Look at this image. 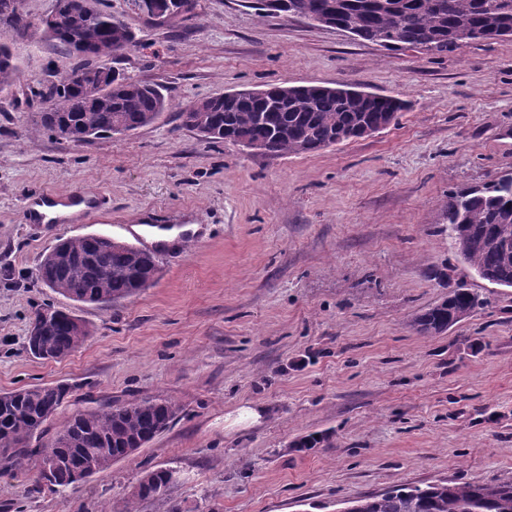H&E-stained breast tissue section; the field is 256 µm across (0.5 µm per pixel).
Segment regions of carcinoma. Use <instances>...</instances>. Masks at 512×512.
<instances>
[{"instance_id":"carcinoma-1","label":"carcinoma","mask_w":512,"mask_h":512,"mask_svg":"<svg viewBox=\"0 0 512 512\" xmlns=\"http://www.w3.org/2000/svg\"><path fill=\"white\" fill-rule=\"evenodd\" d=\"M283 14H312V24L344 25L351 36L388 50L403 46L443 53L458 42L512 38V0H285ZM24 0H0V92L10 89L19 67L9 35H25L34 27ZM73 8L59 22H41L42 34L73 59L72 68L45 94L46 106L34 130L57 135L60 116L92 138L112 135L116 126L132 132L152 124L169 107L162 90L101 62L117 59L133 46L134 34L102 0H70ZM80 70L92 76L78 83ZM410 102L393 96L330 85L266 88L262 97L242 101L224 94V111L208 99L181 113L183 125L213 142L268 143L278 156L314 153L342 143L340 136L361 138V131L383 115L407 110ZM448 228L457 254L476 274L496 277L512 288V171L476 186L448 194ZM72 255H92L112 267L101 276L93 267L66 264L47 254L37 278L61 296L85 304H109L149 287L154 255L131 245L112 248L106 235L61 240ZM487 306V299L466 288H453L440 303L417 315L421 334H440L465 316ZM63 310L41 319L38 335L26 338L30 352L61 359L89 336L86 324ZM64 383L0 393V466H34L35 457L52 453L59 459L51 477L38 481L51 491L63 490L108 470L150 442L176 417L166 399L146 398L127 404L105 403L78 411L54 435L49 425L68 403ZM168 468L146 471L132 496L104 512H136L139 500L164 494ZM354 512H512V483L401 485L384 494L351 502Z\"/></svg>"}]
</instances>
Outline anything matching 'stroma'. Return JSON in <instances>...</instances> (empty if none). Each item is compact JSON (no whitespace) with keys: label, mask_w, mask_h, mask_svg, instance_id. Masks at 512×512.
Returning <instances> with one entry per match:
<instances>
[{"label":"stroma","mask_w":512,"mask_h":512,"mask_svg":"<svg viewBox=\"0 0 512 512\" xmlns=\"http://www.w3.org/2000/svg\"><path fill=\"white\" fill-rule=\"evenodd\" d=\"M135 35L115 66L160 85L154 123L73 143L36 133L49 80L73 61L33 29L10 40L19 78L0 92V392L65 383L60 430L91 402L172 401L167 429L61 492L0 470V512H94L143 471L176 470L138 512H338L401 484L512 482V288L455 252L448 195L512 171V39L445 53L386 50L252 0H199L160 22L108 0ZM348 85L412 103L389 127L325 150L276 156L213 143L179 114L225 92ZM101 194L90 215L29 224L38 192ZM139 224L197 225L158 246L154 284L109 307L37 278L58 240L131 242ZM447 266L440 285L433 269ZM488 299L448 331L413 318L450 285ZM71 311L90 334L59 360L34 357L33 312ZM246 406L260 420L240 418ZM318 439L304 447L309 436Z\"/></svg>","instance_id":"35a3bbf8"}]
</instances>
